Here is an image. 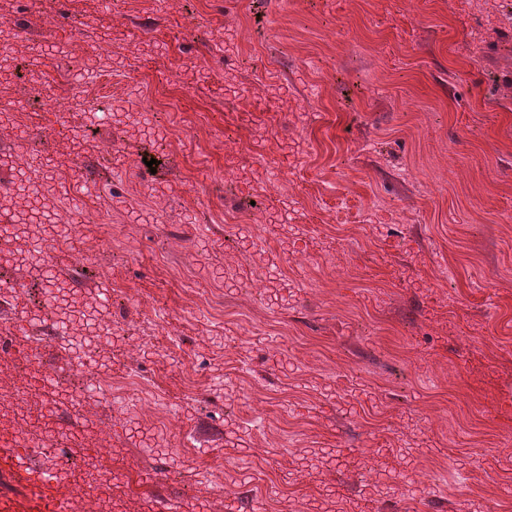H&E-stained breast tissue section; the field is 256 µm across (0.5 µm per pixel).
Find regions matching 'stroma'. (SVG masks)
Instances as JSON below:
<instances>
[{"label": "stroma", "instance_id": "1", "mask_svg": "<svg viewBox=\"0 0 512 512\" xmlns=\"http://www.w3.org/2000/svg\"><path fill=\"white\" fill-rule=\"evenodd\" d=\"M1 29L0 156L50 159L79 227L55 270L121 328L108 368L83 361L154 382L117 410L61 335L17 337L0 391L38 422L50 383L82 395L58 462L98 450L125 512L160 486L288 512L348 476L366 504L512 512V0H0ZM94 67L101 112L135 102L166 142L57 108ZM275 176L291 222L252 229ZM253 408L241 470L225 421ZM310 448L377 454L392 481L298 469Z\"/></svg>", "mask_w": 512, "mask_h": 512}]
</instances>
